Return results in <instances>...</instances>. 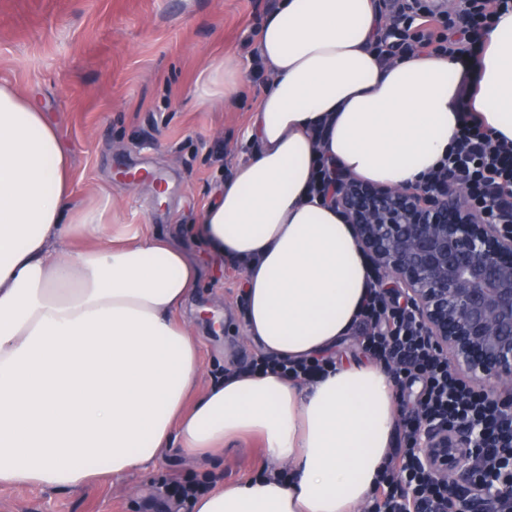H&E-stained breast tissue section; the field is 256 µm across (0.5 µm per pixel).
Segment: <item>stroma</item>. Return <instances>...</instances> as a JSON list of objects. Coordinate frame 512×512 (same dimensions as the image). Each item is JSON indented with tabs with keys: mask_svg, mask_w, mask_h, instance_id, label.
<instances>
[{
	"mask_svg": "<svg viewBox=\"0 0 512 512\" xmlns=\"http://www.w3.org/2000/svg\"><path fill=\"white\" fill-rule=\"evenodd\" d=\"M277 0H0V79L32 98L72 162V201L104 213L113 237L161 233L200 275L185 315L202 340L200 385L247 366L240 270L194 236V224L248 146L242 133L266 75L238 101L199 102L209 65L250 57ZM151 170L132 183L126 170ZM247 440L203 465L170 452L149 474L105 475L58 493L0 488V512H187L160 488L171 479L220 484L258 474Z\"/></svg>",
	"mask_w": 512,
	"mask_h": 512,
	"instance_id": "stroma-1",
	"label": "stroma"
}]
</instances>
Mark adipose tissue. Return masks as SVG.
I'll return each instance as SVG.
<instances>
[{
  "instance_id": "1",
  "label": "adipose tissue",
  "mask_w": 512,
  "mask_h": 512,
  "mask_svg": "<svg viewBox=\"0 0 512 512\" xmlns=\"http://www.w3.org/2000/svg\"><path fill=\"white\" fill-rule=\"evenodd\" d=\"M381 0H278L256 57L269 81L238 162L195 226L239 265L242 326L262 354L334 356L373 286L315 162L374 185L423 183L463 119L512 143V10L471 57L386 60ZM71 159L27 97L0 82V486L66 491L204 460L244 437L266 475L200 489L189 512H358L395 441L396 384L338 359L312 383L235 370L198 389L201 344L179 312L198 269L168 239H113L70 209ZM85 249H71L74 239ZM335 174L336 171L332 170L326 161L319 160L312 182V191L326 199L335 186Z\"/></svg>"
}]
</instances>
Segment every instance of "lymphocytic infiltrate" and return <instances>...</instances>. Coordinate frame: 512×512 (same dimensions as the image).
Here are the masks:
<instances>
[{"label": "lymphocytic infiltrate", "mask_w": 512, "mask_h": 512, "mask_svg": "<svg viewBox=\"0 0 512 512\" xmlns=\"http://www.w3.org/2000/svg\"><path fill=\"white\" fill-rule=\"evenodd\" d=\"M512 8V0H459L454 12L431 9L416 12L410 0H401L389 26V40L380 51L393 58L418 52L467 55V46L481 38L490 15ZM464 179L468 188L489 209L512 208V144L493 141L476 123L464 122L455 146L431 177ZM367 348L382 362L397 363L403 378L418 380L422 393L415 404L430 423H465L481 443L474 474L489 491L500 489L512 474V415L492 395L456 376L448 362L436 358L405 307L384 309L378 291H371L358 323ZM406 446L399 458L389 459L373 497L372 512H435L447 504L457 512L465 497L462 488L435 483L422 459L425 440L414 413L404 422Z\"/></svg>", "instance_id": "lymphocytic-infiltrate-1"}]
</instances>
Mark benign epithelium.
I'll return each mask as SVG.
<instances>
[{
	"label": "benign epithelium",
	"mask_w": 512,
	"mask_h": 512,
	"mask_svg": "<svg viewBox=\"0 0 512 512\" xmlns=\"http://www.w3.org/2000/svg\"><path fill=\"white\" fill-rule=\"evenodd\" d=\"M468 190L443 178L392 189L345 181L336 204L353 224L380 288L402 294L431 349L458 377L512 408V221L492 220ZM479 439L471 428L429 426L423 448L433 478L463 481L473 497Z\"/></svg>",
	"instance_id": "1"
}]
</instances>
